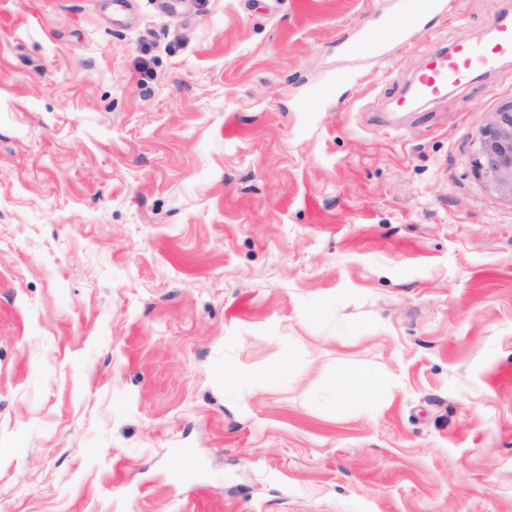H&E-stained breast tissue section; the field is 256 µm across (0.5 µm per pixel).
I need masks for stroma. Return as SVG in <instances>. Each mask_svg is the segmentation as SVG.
I'll use <instances>...</instances> for the list:
<instances>
[{"mask_svg": "<svg viewBox=\"0 0 512 512\" xmlns=\"http://www.w3.org/2000/svg\"><path fill=\"white\" fill-rule=\"evenodd\" d=\"M396 5L0 0V512H512V59L395 106L512 0ZM447 15V0H399L396 11L386 15L378 29H359L346 49L360 58L389 61L394 50L406 45L413 33L432 27ZM473 171L491 191L512 201V103L491 113L482 127Z\"/></svg>", "mask_w": 512, "mask_h": 512, "instance_id": "35a3bbf8", "label": "stroma"}]
</instances>
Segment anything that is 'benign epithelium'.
<instances>
[{"instance_id": "7a95c632", "label": "benign epithelium", "mask_w": 512, "mask_h": 512, "mask_svg": "<svg viewBox=\"0 0 512 512\" xmlns=\"http://www.w3.org/2000/svg\"><path fill=\"white\" fill-rule=\"evenodd\" d=\"M473 171L499 197L512 200V103L491 113L482 127Z\"/></svg>"}]
</instances>
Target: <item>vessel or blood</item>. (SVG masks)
Here are the masks:
<instances>
[{
  "label": "vessel or blood",
  "instance_id": "b4317fda",
  "mask_svg": "<svg viewBox=\"0 0 512 512\" xmlns=\"http://www.w3.org/2000/svg\"><path fill=\"white\" fill-rule=\"evenodd\" d=\"M447 14L448 0H398L396 11L386 15L379 27L359 29L346 49L360 58L388 61L413 33L432 27ZM495 31L488 44L477 45L462 37L450 47L429 55L414 81L411 99L402 100V107H410L415 99H440L449 87L465 85L477 72L512 57V21H498Z\"/></svg>",
  "mask_w": 512,
  "mask_h": 512
}]
</instances>
